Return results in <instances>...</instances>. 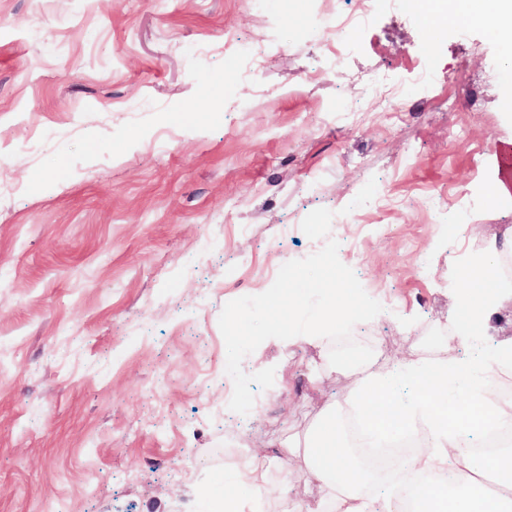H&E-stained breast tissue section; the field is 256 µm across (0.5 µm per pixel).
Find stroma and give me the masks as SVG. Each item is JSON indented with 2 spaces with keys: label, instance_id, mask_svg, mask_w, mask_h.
<instances>
[{
  "label": "stroma",
  "instance_id": "stroma-1",
  "mask_svg": "<svg viewBox=\"0 0 512 512\" xmlns=\"http://www.w3.org/2000/svg\"><path fill=\"white\" fill-rule=\"evenodd\" d=\"M358 7L0 0V512H217L253 450L263 512L287 482L315 500L286 446L354 374L330 339L270 338L242 370L273 386L232 412L219 317L328 240L383 307L351 334L376 366L461 357L458 270L512 231L483 201L512 150L503 41L430 39L396 4L335 55L316 23ZM239 43L262 46L256 73ZM424 58L397 117L367 98L368 74ZM509 344L511 294L478 347Z\"/></svg>",
  "mask_w": 512,
  "mask_h": 512
}]
</instances>
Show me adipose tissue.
Listing matches in <instances>:
<instances>
[{
  "instance_id": "ef3b65f1",
  "label": "adipose tissue",
  "mask_w": 512,
  "mask_h": 512,
  "mask_svg": "<svg viewBox=\"0 0 512 512\" xmlns=\"http://www.w3.org/2000/svg\"><path fill=\"white\" fill-rule=\"evenodd\" d=\"M426 18L435 31L456 20L501 24L512 19V0H428ZM510 251L512 234L459 269L456 323L461 345L482 333L488 312L506 290L494 266L500 253ZM509 364L512 347L450 363L406 358L384 371L356 365L354 383L338 392L336 401L358 408L374 446L411 431L420 414L431 423L427 444L390 476L385 493L379 494L344 448L335 418L325 415L304 448L318 503L310 505L293 494L289 512H405L403 495L408 490L426 512H512V452L480 465L471 453L486 428L512 425V402L500 399L496 375L497 367ZM407 385L413 388L408 395L402 392ZM246 467L251 479L238 476L224 483V512H238L244 502L259 506L266 496L265 484L254 478L265 469V456L250 454ZM449 470L458 475L450 487L438 480Z\"/></svg>"
}]
</instances>
